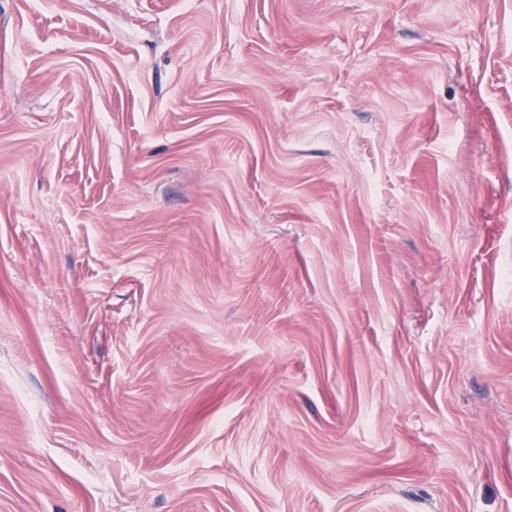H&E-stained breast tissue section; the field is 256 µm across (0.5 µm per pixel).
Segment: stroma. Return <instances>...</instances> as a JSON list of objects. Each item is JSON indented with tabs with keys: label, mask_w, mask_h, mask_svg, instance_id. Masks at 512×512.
I'll return each mask as SVG.
<instances>
[{
	"label": "stroma",
	"mask_w": 512,
	"mask_h": 512,
	"mask_svg": "<svg viewBox=\"0 0 512 512\" xmlns=\"http://www.w3.org/2000/svg\"><path fill=\"white\" fill-rule=\"evenodd\" d=\"M0 512H512V0H0Z\"/></svg>",
	"instance_id": "obj_1"
}]
</instances>
